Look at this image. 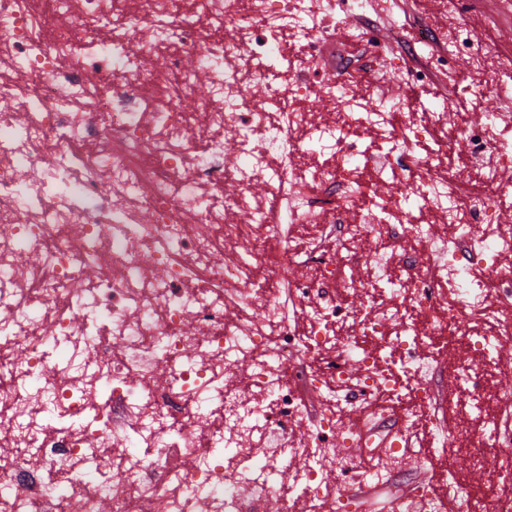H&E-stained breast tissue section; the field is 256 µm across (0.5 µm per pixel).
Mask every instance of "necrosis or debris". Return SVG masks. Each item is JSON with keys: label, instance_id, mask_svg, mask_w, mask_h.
<instances>
[{"label": "necrosis or debris", "instance_id": "4bbe7bcc", "mask_svg": "<svg viewBox=\"0 0 512 512\" xmlns=\"http://www.w3.org/2000/svg\"><path fill=\"white\" fill-rule=\"evenodd\" d=\"M350 2L364 72L398 69L371 0ZM342 20L336 0H0V98L19 107L0 113V484L14 490L0 512H265L273 498L340 512L348 490L327 470L367 441L337 439L339 420L383 392L375 416L400 444L438 405L443 358L485 422L470 471L497 460L503 492L481 512H512V432L480 370L512 344V231L497 222L512 177L481 163H512V132L494 114L462 125L469 169L408 174L432 117L388 97L361 109L332 81L352 66L323 53ZM466 28L423 23L418 41L474 58L497 89L496 47ZM199 73L212 90L182 111ZM365 133L400 148V201L367 197ZM303 178L300 239L281 204ZM419 214L448 215L451 233ZM296 424L312 438L290 437ZM269 435L301 468L267 466Z\"/></svg>", "mask_w": 512, "mask_h": 512}]
</instances>
